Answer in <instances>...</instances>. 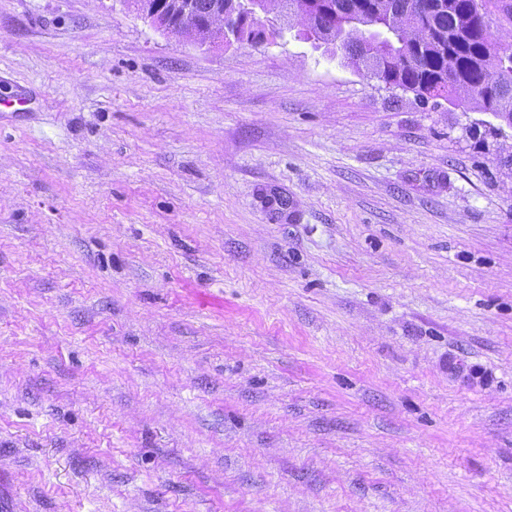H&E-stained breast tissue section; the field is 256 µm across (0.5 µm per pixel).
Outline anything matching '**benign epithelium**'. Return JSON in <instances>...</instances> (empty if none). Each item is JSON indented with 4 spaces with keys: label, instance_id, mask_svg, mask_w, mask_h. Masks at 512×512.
Returning a JSON list of instances; mask_svg holds the SVG:
<instances>
[{
    "label": "benign epithelium",
    "instance_id": "7a95c632",
    "mask_svg": "<svg viewBox=\"0 0 512 512\" xmlns=\"http://www.w3.org/2000/svg\"><path fill=\"white\" fill-rule=\"evenodd\" d=\"M142 18L163 34L197 45H205L222 34L229 37L245 28L257 33L250 37L251 42L261 44L270 37L282 34V29L267 28L261 24L259 14H268L264 0H238L226 3L217 0L212 16L199 23L193 14L191 0H123Z\"/></svg>",
    "mask_w": 512,
    "mask_h": 512
}]
</instances>
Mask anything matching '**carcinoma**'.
I'll return each instance as SVG.
<instances>
[{"label": "carcinoma", "instance_id": "carcinoma-1", "mask_svg": "<svg viewBox=\"0 0 512 512\" xmlns=\"http://www.w3.org/2000/svg\"><path fill=\"white\" fill-rule=\"evenodd\" d=\"M284 2L289 13L309 25L305 0ZM336 0V12L322 14L324 43L349 47L346 58L360 67L377 57L384 81L425 102H458L512 129V50L500 49L482 29L493 0Z\"/></svg>", "mask_w": 512, "mask_h": 512}]
</instances>
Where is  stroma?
Returning <instances> with one entry per match:
<instances>
[{"mask_svg":"<svg viewBox=\"0 0 512 512\" xmlns=\"http://www.w3.org/2000/svg\"><path fill=\"white\" fill-rule=\"evenodd\" d=\"M495 122L293 21L0 0V507L512 512ZM123 0L134 11L148 20L152 26L163 34L175 37L178 40L189 41L197 45H205L216 39L215 35L222 34L228 38L236 31L245 28L258 33L249 38L255 44H261L269 37L282 34V29L266 28L261 24L259 13L268 14L272 10L264 8L265 0H244L238 2H225L218 0L214 13L204 23H199L193 14L206 18L213 11L215 0Z\"/></svg>","mask_w":512,"mask_h":512,"instance_id":"obj_1","label":"stroma"}]
</instances>
